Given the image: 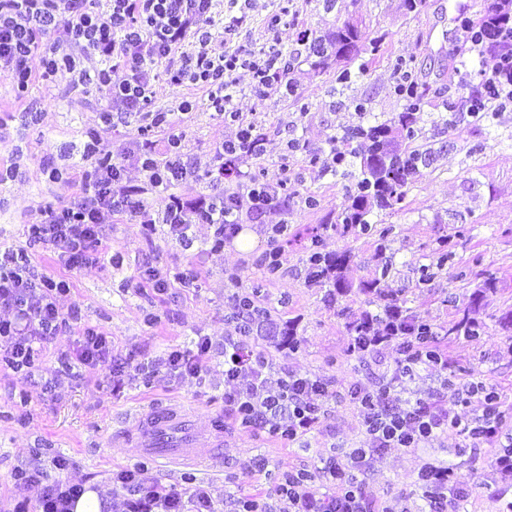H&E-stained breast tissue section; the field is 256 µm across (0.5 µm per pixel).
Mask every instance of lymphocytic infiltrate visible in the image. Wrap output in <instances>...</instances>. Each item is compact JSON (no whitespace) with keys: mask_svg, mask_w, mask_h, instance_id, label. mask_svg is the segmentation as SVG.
I'll return each mask as SVG.
<instances>
[{"mask_svg":"<svg viewBox=\"0 0 512 512\" xmlns=\"http://www.w3.org/2000/svg\"><path fill=\"white\" fill-rule=\"evenodd\" d=\"M218 0H0V75L11 82L16 100H27L33 82L29 61L39 56L42 79L77 74L78 81L93 86L110 102L100 115L101 127L87 131L88 140L80 163L69 174L51 170L53 181L77 183L79 191L67 202L39 207V218L28 227V239L43 244L56 262L68 269L96 264L108 256L106 228L115 215L144 216L147 206L138 187L124 178L123 165L111 156L98 155L101 130L113 122L136 121L143 136L137 145L141 168L152 190L169 191L192 178L182 161L179 135L174 134V113L153 108V87L166 77L175 88L190 82L203 89L210 109L241 121L236 105L239 95L235 74L247 70L251 92L261 98L279 89L288 66L281 53L229 49L228 44L247 25L256 0H228L233 15L218 10ZM97 55L94 72L77 68V52ZM242 123V121H241ZM164 129V141L152 140V131ZM265 135L254 123H242L235 140L217 144L207 178L232 177L235 191L201 196L186 201L171 196L158 214V223L181 244L194 242L192 229L213 226L210 252L224 248L225 240L240 230L242 201L261 214L285 204V183L270 184L262 173L242 171L234 160L240 155H258ZM66 279H53L36 272L26 248L5 251L0 256V310L11 317L0 320V342L6 343L4 361L12 372L31 377L38 372L45 346L69 323H80L77 309L61 311L58 295L67 293ZM240 322L238 336L224 339V410L243 427L296 441L312 432L325 416L329 385L323 379L287 372L275 376L272 360L253 350L248 336L258 314L255 306L235 303ZM77 347L67 354L68 364L111 367L112 346L96 327L82 325ZM398 342L403 358L400 375L416 369L444 371L448 357L438 347V334L424 327L420 335L407 338L400 325L379 319L376 328L353 337L351 349L362 354ZM214 351L209 337H198L192 347L176 349L158 359L137 364L144 377L158 369L177 378L199 377ZM365 429L363 446L347 453L345 460L326 461L320 476L339 485L340 493L326 494L315 486V475L305 471L284 474L276 503L239 497L231 500L229 512H375L357 477L371 467L375 456L389 448H419L438 433L454 427L467 434L473 446L499 438L502 413L496 392H486L482 418L469 422L448 417L443 398L415 402L391 399L389 385L359 387L351 393ZM128 488L124 512H214L208 493L198 489L183 496L147 476L145 469L118 472ZM17 483L36 484L40 512H71L83 493L79 483L49 480L39 468L21 467L11 474ZM429 501V512H448L466 498L469 490L452 469L429 465L419 473Z\"/></svg>","mask_w":512,"mask_h":512,"instance_id":"1","label":"lymphocytic infiltrate"}]
</instances>
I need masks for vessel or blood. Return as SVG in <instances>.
Instances as JSON below:
<instances>
[{"label":"vessel or blood","instance_id":"b4317fda","mask_svg":"<svg viewBox=\"0 0 512 512\" xmlns=\"http://www.w3.org/2000/svg\"><path fill=\"white\" fill-rule=\"evenodd\" d=\"M205 432L221 437L223 418L212 417L204 425L195 412L153 402L136 410L131 424L116 428L114 435L136 441L144 455L180 465L197 459L195 442Z\"/></svg>","mask_w":512,"mask_h":512}]
</instances>
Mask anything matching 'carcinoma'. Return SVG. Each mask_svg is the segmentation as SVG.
<instances>
[{"label": "carcinoma", "mask_w": 512, "mask_h": 512, "mask_svg": "<svg viewBox=\"0 0 512 512\" xmlns=\"http://www.w3.org/2000/svg\"><path fill=\"white\" fill-rule=\"evenodd\" d=\"M512 22V15L507 10H487L476 17V23L483 26L481 36L488 40V46L500 55L509 51V46L496 39L497 25ZM361 34L355 26L345 24L336 30L311 40L309 57L312 65L320 70L327 67L331 59L352 60L360 51ZM399 74V96L404 101V110L388 123L359 126L346 130L344 138L351 141L363 138L370 142L366 152L360 156V173L357 177L356 191L351 196V204L336 215L333 227L344 233H368L372 225L367 219L373 208L381 210L394 209L405 197V188L422 175L432 159L433 151L425 144L417 143L424 122V109L428 104L429 88L418 82L412 70L403 62L395 63ZM351 261V255L340 254L325 259V264H313L309 271V282L322 287L329 280H334L335 288H344L340 277L335 275L345 264ZM379 279L360 284L364 293L376 292L383 302L382 313H395L406 327L407 335H417V324L413 318L403 313L400 299L393 294H386L377 289ZM463 333L470 338L481 336L479 327L463 316L448 328V334Z\"/></svg>", "instance_id": "cac0c4a2"}]
</instances>
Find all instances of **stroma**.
<instances>
[{"label":"stroma","instance_id":"obj_1","mask_svg":"<svg viewBox=\"0 0 512 512\" xmlns=\"http://www.w3.org/2000/svg\"><path fill=\"white\" fill-rule=\"evenodd\" d=\"M399 2L336 0L328 12L322 0H295V24L279 27L274 35L268 28L269 9L257 5L240 35L241 42L256 48L275 41L289 52L298 31L320 35L349 19L359 21L367 37L381 33L385 39L376 54L358 56L366 70L353 73L347 94L338 92L335 70L315 71L302 58L289 74L292 89L242 97L241 112L261 127L266 140L263 154L241 157L240 168L263 170L273 184L288 182L287 209L259 216L241 212V224L255 234L250 248L228 243L220 253L204 252L203 244L213 233L206 224L194 226L195 242L189 248L163 224L155 225L146 239L140 225L126 215L115 216L109 230L113 250L123 256L117 265L104 260L66 271L42 246H29L40 273L63 275L70 282L60 308L79 307L83 323L111 336L112 354L126 367L112 383L97 367L66 370L61 356L77 343L75 325L48 343L35 379L0 366V512H10L17 500L36 506L37 487L10 479L15 467L33 465L50 479L89 486L107 497L108 512H122L129 493L115 475L146 462L134 442L111 439L113 428L154 401L194 410L202 419L224 409V357L219 352L198 378L174 380L161 373L147 383L137 375L135 363L188 347L199 336L210 337L219 349L225 337L237 333L232 309L236 296H250L268 309L255 344L272 359L275 372L318 376L328 382L330 396L320 426L294 443L225 420L223 470L148 464L150 476L164 486L188 493L205 488L215 512H225L233 497H266L284 470L314 472L327 458H344L359 447L365 433L349 396L358 386L390 380L392 396L412 402L429 400L441 388L448 395L449 413L465 421L480 417L483 408L476 398L460 405L457 388L469 383L492 387L501 396L503 430L512 434V323L507 320L512 314V104L493 109L487 122L449 111V103L471 95L480 70L491 68L495 58L487 54L466 60L452 51L461 18L456 0H424L419 12L408 15L399 10ZM399 60L435 92L424 112L422 134L434 150L431 164L408 187L399 208L370 214L371 224L389 228L386 238L336 232L328 224L347 203L355 179L344 168H331V140L346 127L386 122L402 111L395 91L394 65ZM154 91L155 107L165 110L177 109L180 95L198 100L197 109L181 115L179 123L183 154L194 169L207 168L216 143L235 139L237 125L208 110L198 86L185 83L176 95L161 79ZM29 99L42 111L39 124L25 120L9 80L0 77V168L17 167L13 178L0 182V252L26 244L27 224L40 205L73 193V186L50 180L48 171L68 169L78 161L85 131L108 107L97 91L69 77L35 79ZM356 99L364 111L354 110ZM137 138L135 127L119 126L102 133L99 148L124 165L130 184L145 188L155 214L166 200L147 189L145 175L131 156ZM310 195L317 197L318 207L306 205ZM271 224L287 225L292 235L279 243L281 267L273 274L261 263L270 247ZM446 236L455 242V256L441 265L436 248ZM314 246L331 255L351 253L353 260L343 272L349 287L342 295L332 297L327 289L308 285L307 257ZM147 262L164 272L195 270L199 280L156 294L139 276ZM386 264L391 272L381 289L404 299L415 320L436 327L448 354L446 373L423 371L396 379L401 355L394 344L363 356L351 352L348 324L380 311L359 284ZM428 267L434 277L427 287H418ZM488 277L495 289L485 294L481 287ZM467 307L488 331L482 340L448 332L449 322ZM288 330L297 349L282 344ZM497 452L493 443L467 447L451 428L425 447L388 449L374 459L361 482L378 512H424L418 473L425 465L445 464L471 488L458 512H512V473L490 465ZM57 455L68 458L67 468L55 469L52 459Z\"/></svg>","mask_w":512,"mask_h":512}]
</instances>
